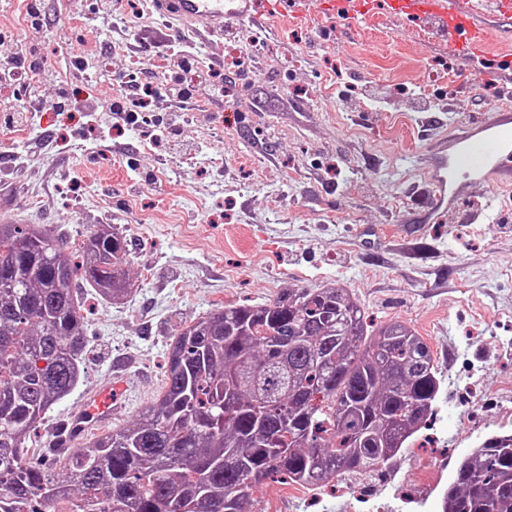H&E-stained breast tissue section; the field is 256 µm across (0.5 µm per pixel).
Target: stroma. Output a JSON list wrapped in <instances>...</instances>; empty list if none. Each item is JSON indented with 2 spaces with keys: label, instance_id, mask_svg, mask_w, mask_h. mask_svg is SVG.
<instances>
[{
  "label": "stroma",
  "instance_id": "obj_1",
  "mask_svg": "<svg viewBox=\"0 0 512 512\" xmlns=\"http://www.w3.org/2000/svg\"><path fill=\"white\" fill-rule=\"evenodd\" d=\"M0 12V32L34 45L50 75L44 98L69 88L76 112L0 128V224H44L85 237L110 224L131 244L133 290L108 304L82 287L90 365L45 420L56 430L116 366L130 426L165 386L167 346L182 321L224 304L265 305L294 288L342 283L373 324L413 327L439 362L441 389L424 447L335 487L269 483L259 512H440L457 463L512 433V188L467 182L453 218L429 214L427 145L506 98L487 64L402 19L366 32L320 23L321 0L271 17L255 60L228 97L196 85L195 107L166 100L113 130L112 73L159 53L178 25L150 0H42L62 28L27 25V0ZM483 212L481 224L466 222Z\"/></svg>",
  "mask_w": 512,
  "mask_h": 512
}]
</instances>
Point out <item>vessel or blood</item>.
Segmentation results:
<instances>
[{
  "instance_id": "obj_1",
  "label": "vessel or blood",
  "mask_w": 512,
  "mask_h": 512,
  "mask_svg": "<svg viewBox=\"0 0 512 512\" xmlns=\"http://www.w3.org/2000/svg\"><path fill=\"white\" fill-rule=\"evenodd\" d=\"M163 14L187 24L199 41L223 33L227 21L263 26L270 12L294 14L298 0H153ZM326 16L350 25L367 20L379 10L401 17L429 31L436 39L463 51L465 62L483 60L494 29L512 25V0H473L470 9L455 0H323ZM485 118L460 132L441 136L430 146L432 164L426 175L433 188L432 208L446 216L462 194L458 172L489 188L512 186V108L487 104ZM128 389L123 370L112 371L99 387L88 392L70 413L64 433L56 444L75 447L79 438L106 424Z\"/></svg>"
}]
</instances>
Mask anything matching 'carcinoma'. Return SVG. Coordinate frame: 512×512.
I'll return each mask as SVG.
<instances>
[{"label":"carcinoma","instance_id":"cac0c4a2","mask_svg":"<svg viewBox=\"0 0 512 512\" xmlns=\"http://www.w3.org/2000/svg\"><path fill=\"white\" fill-rule=\"evenodd\" d=\"M130 242L101 225L72 251L41 224H0V512H256L275 477L324 488L411 447L442 379L409 325L368 329L340 286L227 304L176 331L164 390L135 424L87 438L54 465L38 428L70 396L88 355L75 283L117 304ZM441 512H512V434L461 460Z\"/></svg>","mask_w":512,"mask_h":512}]
</instances>
